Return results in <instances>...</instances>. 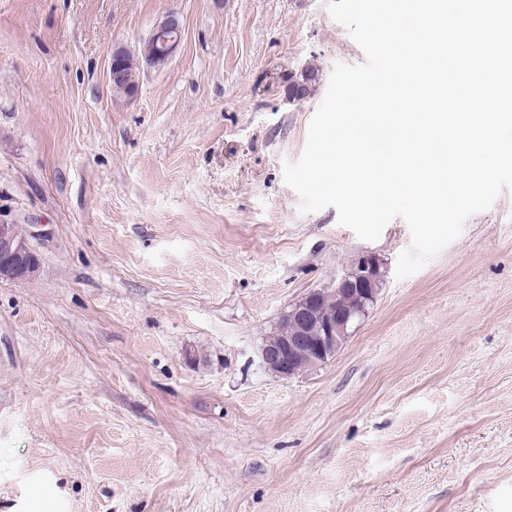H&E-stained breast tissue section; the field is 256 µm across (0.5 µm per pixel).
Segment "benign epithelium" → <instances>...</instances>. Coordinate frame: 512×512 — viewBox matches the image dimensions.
<instances>
[{
	"label": "benign epithelium",
	"mask_w": 512,
	"mask_h": 512,
	"mask_svg": "<svg viewBox=\"0 0 512 512\" xmlns=\"http://www.w3.org/2000/svg\"><path fill=\"white\" fill-rule=\"evenodd\" d=\"M181 39L179 18L173 13L165 15L155 24L150 39L143 44L145 63L158 68L165 66L177 51ZM131 65L127 50L122 47L112 49L107 64L108 82L126 87L129 99L138 95L140 87V79ZM38 266L39 258L26 237L16 231L15 225L0 222V278L18 282L28 280L37 272ZM383 277L379 258L366 253L333 285L338 293H352L356 299L354 306L340 308L333 316L323 318L319 311L321 291H310L295 301L282 314L294 322L295 335L262 339L258 357L263 368L275 376L288 378L296 375L300 368L313 370L323 365L339 344L350 337L352 328L366 316L369 305L376 300L375 285Z\"/></svg>",
	"instance_id": "benign-epithelium-1"
}]
</instances>
